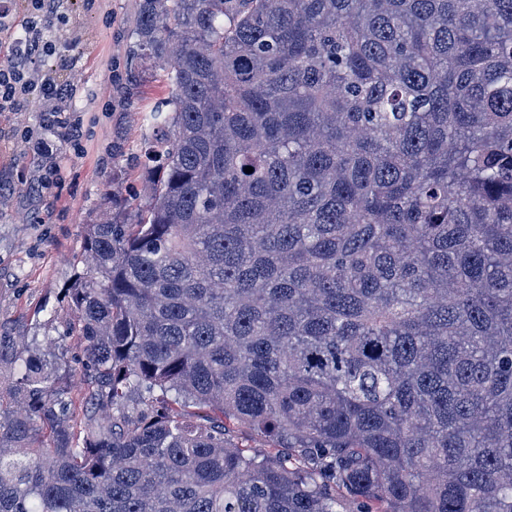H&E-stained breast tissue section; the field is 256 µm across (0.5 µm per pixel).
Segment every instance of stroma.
Wrapping results in <instances>:
<instances>
[{
  "mask_svg": "<svg viewBox=\"0 0 512 512\" xmlns=\"http://www.w3.org/2000/svg\"><path fill=\"white\" fill-rule=\"evenodd\" d=\"M134 8L135 0H65L63 23L48 32L60 55L43 67L68 84L58 106L84 130L81 148L58 145L50 186L32 188L43 172L35 149L46 135L42 112L0 120V336L59 362L80 437L87 431L84 343L63 333L69 310L62 291L86 269L87 224L122 209L125 188L149 178L141 114L166 91L160 74L131 77Z\"/></svg>",
  "mask_w": 512,
  "mask_h": 512,
  "instance_id": "obj_1",
  "label": "stroma"
}]
</instances>
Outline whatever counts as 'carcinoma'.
<instances>
[{
	"instance_id": "1",
	"label": "carcinoma",
	"mask_w": 512,
	"mask_h": 512,
	"mask_svg": "<svg viewBox=\"0 0 512 512\" xmlns=\"http://www.w3.org/2000/svg\"><path fill=\"white\" fill-rule=\"evenodd\" d=\"M135 16L157 175L64 291L101 420L0 336V512H512V0Z\"/></svg>"
}]
</instances>
